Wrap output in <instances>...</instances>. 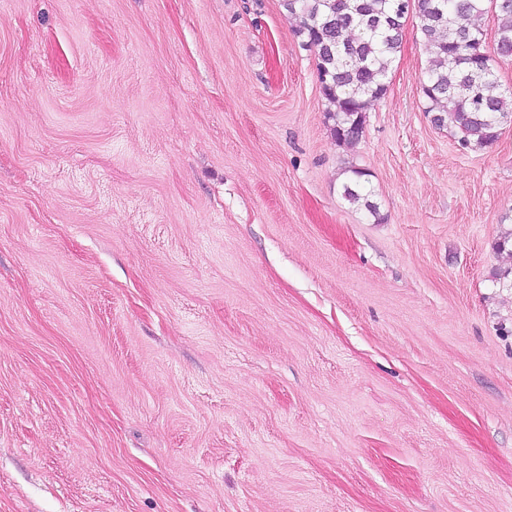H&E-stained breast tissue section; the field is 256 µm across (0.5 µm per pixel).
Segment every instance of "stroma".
<instances>
[{
    "mask_svg": "<svg viewBox=\"0 0 512 512\" xmlns=\"http://www.w3.org/2000/svg\"><path fill=\"white\" fill-rule=\"evenodd\" d=\"M296 25L0 0V512H512V126L411 17L338 144ZM351 176L342 184V195L351 204H358L365 208L371 216H378V204L370 199L369 194H364V177L366 172L359 168L348 170Z\"/></svg>",
    "mask_w": 512,
    "mask_h": 512,
    "instance_id": "1",
    "label": "stroma"
}]
</instances>
